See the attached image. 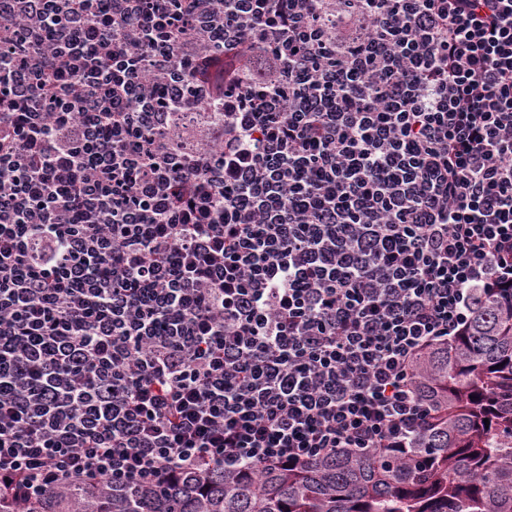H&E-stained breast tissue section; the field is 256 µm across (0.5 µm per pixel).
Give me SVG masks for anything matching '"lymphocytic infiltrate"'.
<instances>
[{
  "label": "lymphocytic infiltrate",
  "instance_id": "1",
  "mask_svg": "<svg viewBox=\"0 0 512 512\" xmlns=\"http://www.w3.org/2000/svg\"><path fill=\"white\" fill-rule=\"evenodd\" d=\"M322 2L0 0L17 507L407 447L415 361L512 288V0ZM216 32L250 80L173 150Z\"/></svg>",
  "mask_w": 512,
  "mask_h": 512
}]
</instances>
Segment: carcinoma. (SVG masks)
<instances>
[{
    "instance_id": "obj_1",
    "label": "carcinoma",
    "mask_w": 512,
    "mask_h": 512,
    "mask_svg": "<svg viewBox=\"0 0 512 512\" xmlns=\"http://www.w3.org/2000/svg\"><path fill=\"white\" fill-rule=\"evenodd\" d=\"M246 69L217 44L191 77L222 99ZM414 381L431 414L408 448L204 467L172 490L78 482L29 512H512V288L481 289L466 327L419 357Z\"/></svg>"
}]
</instances>
